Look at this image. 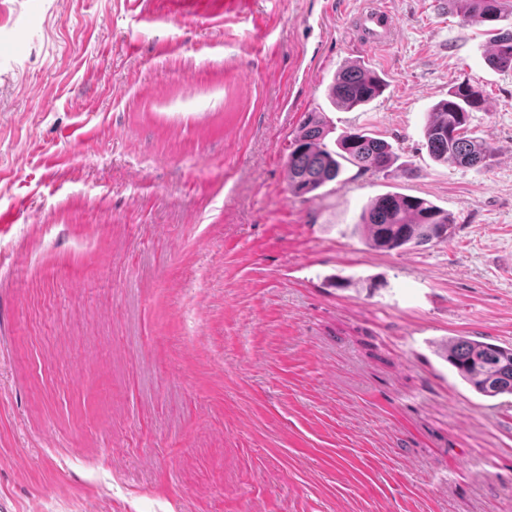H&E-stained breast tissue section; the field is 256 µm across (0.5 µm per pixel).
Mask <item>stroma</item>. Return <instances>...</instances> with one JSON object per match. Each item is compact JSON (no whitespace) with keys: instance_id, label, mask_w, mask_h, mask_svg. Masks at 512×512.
<instances>
[{"instance_id":"35a3bbf8","label":"stroma","mask_w":512,"mask_h":512,"mask_svg":"<svg viewBox=\"0 0 512 512\" xmlns=\"http://www.w3.org/2000/svg\"><path fill=\"white\" fill-rule=\"evenodd\" d=\"M366 2L0 0V512H512V395L437 354L512 347V71L438 0L368 48ZM462 82L484 166L426 148ZM308 112L392 171L294 198ZM389 191L448 241L369 247ZM384 88L385 83L376 72L355 64L336 75L329 93L337 107L353 110L375 100Z\"/></svg>"}]
</instances>
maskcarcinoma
Listing matches in <instances>:
<instances>
[{"instance_id": "obj_1", "label": "carcinoma", "mask_w": 512, "mask_h": 512, "mask_svg": "<svg viewBox=\"0 0 512 512\" xmlns=\"http://www.w3.org/2000/svg\"><path fill=\"white\" fill-rule=\"evenodd\" d=\"M507 0H448L451 11L463 21L477 17L496 22ZM492 67L512 70V31L492 34ZM385 88L382 78L360 65L342 69L330 85L334 104L346 110L365 106ZM481 103L480 94L468 83L448 92L428 114L425 138L429 154L438 162L472 168L491 156L490 148L470 133V112ZM328 130L314 112L305 114L294 131L288 154V191L295 198L306 196L335 181L345 165L366 172L385 173L397 156L391 145L362 128L345 132L336 139V149L324 143ZM369 244L386 251L407 249L445 241L451 230L448 212L416 196L386 193L372 199L363 216ZM461 380L478 394L496 398L512 395V348L458 337L443 348Z\"/></svg>"}]
</instances>
